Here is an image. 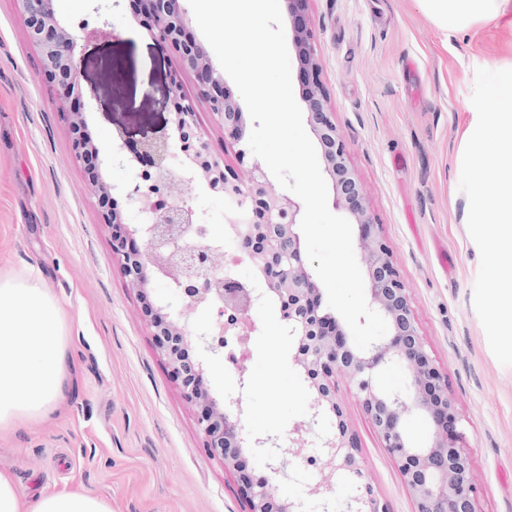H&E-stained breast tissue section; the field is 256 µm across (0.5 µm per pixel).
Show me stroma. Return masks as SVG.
Listing matches in <instances>:
<instances>
[{"mask_svg": "<svg viewBox=\"0 0 512 512\" xmlns=\"http://www.w3.org/2000/svg\"><path fill=\"white\" fill-rule=\"evenodd\" d=\"M63 21L109 39L79 42L78 79L87 132L109 143L116 126L137 141L168 126V86L180 77L171 50L134 22L129 8L97 0H54ZM323 80L348 160L365 192L394 267L404 282L423 345L443 373L465 434L476 484V512H512V366L493 355L473 307L480 254L459 189L462 137L473 120L477 69L512 63V12L487 24L444 33L418 0H311ZM17 0H0V276L39 268L69 314V386L59 408L37 425L0 430V469L17 490L79 489L110 512H248L240 473L259 478L263 457L243 453L225 468L203 446L198 410L157 348L149 304L171 301L167 279L133 288L112 253L84 164L52 89L37 76ZM110 80L113 95L88 90ZM253 317L246 373L228 359H204L205 383L223 398L242 393L247 428L278 437L284 449L281 495H305L326 469L286 451L312 393L293 361L279 306ZM336 400L359 443L363 479L388 512H415L394 459L384 448L346 377Z\"/></svg>", "mask_w": 512, "mask_h": 512, "instance_id": "35a3bbf8", "label": "stroma"}]
</instances>
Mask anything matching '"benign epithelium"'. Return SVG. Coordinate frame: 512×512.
<instances>
[{
	"instance_id": "benign-epithelium-1",
	"label": "benign epithelium",
	"mask_w": 512,
	"mask_h": 512,
	"mask_svg": "<svg viewBox=\"0 0 512 512\" xmlns=\"http://www.w3.org/2000/svg\"><path fill=\"white\" fill-rule=\"evenodd\" d=\"M17 2L28 41L40 56L38 76L55 89L60 113L72 133L73 150L83 161L89 187L97 198L101 223L112 226V253L121 260L132 287L140 292H145L153 278L162 276L170 282L176 303L159 306L151 326L173 373L182 378L188 399L199 408L197 424L203 447L226 468L239 466L246 448L266 459L270 476L254 480L244 473L241 477L249 512H306V501L279 494L274 477L283 465L276 439L246 428L242 396L222 401L213 397L204 385L203 362L186 356L187 340L196 337L204 350L216 357L224 354L226 329L248 342L257 331L252 312L269 297L286 307L282 319L288 338L296 345L294 362L303 370L313 394L309 419L292 429L290 442L296 453L306 448L307 436L315 427L332 415L335 430L321 436L319 458L336 475L363 477L357 438L349 432L336 401V375L342 373L353 383L384 447L399 465L417 512H476L472 468L458 429L455 403L424 348L406 288L366 203L363 187L348 163L345 143L328 106L316 35L305 19L310 0H287L299 73L305 84L307 120L320 148L323 172L331 183L332 206L347 212L358 227V246L369 280V306L388 324L387 334L364 351L356 348L334 316L321 310L320 289L300 233L303 203L276 188L257 164L249 181H241L198 132L196 101L205 103L224 131L239 140L242 109L224 90L223 76L217 73L207 50L192 38L180 0H136L139 14L150 20L147 29L152 38L163 47L174 48L181 70L193 74L197 81L195 99L187 97L177 81L169 90L171 126L190 140L185 159L176 166L171 136L165 129L132 143L118 127L106 151L86 135L75 51L80 40L112 36L108 23L82 27L77 33L57 17L53 0ZM105 155L122 164L144 161L150 168L148 180L137 179L123 188L128 205L143 214L144 223L130 226L116 209L108 207L116 186L102 177ZM200 181L224 193L231 205L243 208L235 221V239L264 287L240 280L234 288L224 287V239L213 237L203 245L191 240L196 221L187 192ZM201 309L216 312V318L198 329L192 316ZM391 366L404 372V387L383 390L377 376ZM414 415L432 427L431 439L421 446L405 432L406 419ZM310 494L322 499L323 512H329L336 487L325 478ZM345 512L386 509L370 484L359 483L345 500Z\"/></svg>"
}]
</instances>
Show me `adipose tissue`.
Instances as JSON below:
<instances>
[{
    "label": "adipose tissue",
    "mask_w": 512,
    "mask_h": 512,
    "mask_svg": "<svg viewBox=\"0 0 512 512\" xmlns=\"http://www.w3.org/2000/svg\"><path fill=\"white\" fill-rule=\"evenodd\" d=\"M446 32L505 16L512 0H419ZM67 322L60 303L30 269L19 279H0V429L49 417L66 392ZM0 512H109L105 502L74 490L43 492L34 502L17 492L0 470Z\"/></svg>",
    "instance_id": "1"
}]
</instances>
